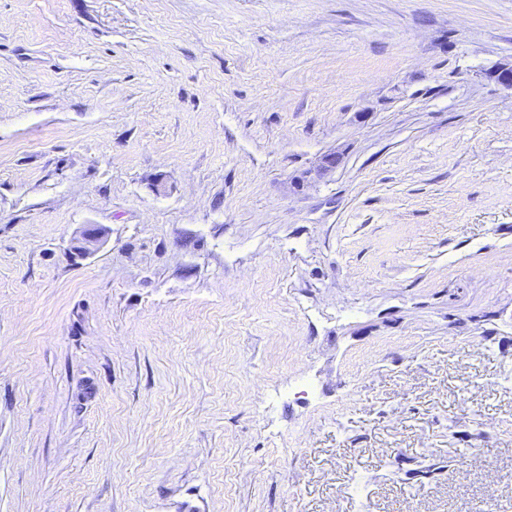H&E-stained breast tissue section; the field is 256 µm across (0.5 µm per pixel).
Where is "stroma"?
<instances>
[{
    "label": "stroma",
    "mask_w": 512,
    "mask_h": 512,
    "mask_svg": "<svg viewBox=\"0 0 512 512\" xmlns=\"http://www.w3.org/2000/svg\"><path fill=\"white\" fill-rule=\"evenodd\" d=\"M511 64L512 0H0V512H512Z\"/></svg>",
    "instance_id": "1"
}]
</instances>
